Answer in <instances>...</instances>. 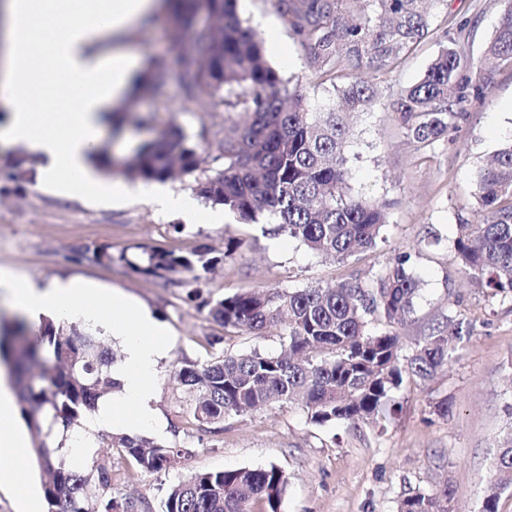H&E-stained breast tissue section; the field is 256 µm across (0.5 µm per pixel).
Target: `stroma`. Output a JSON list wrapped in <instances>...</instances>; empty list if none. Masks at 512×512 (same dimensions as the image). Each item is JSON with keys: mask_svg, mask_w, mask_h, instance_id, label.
I'll use <instances>...</instances> for the list:
<instances>
[{"mask_svg": "<svg viewBox=\"0 0 512 512\" xmlns=\"http://www.w3.org/2000/svg\"><path fill=\"white\" fill-rule=\"evenodd\" d=\"M512 0H442L423 39L391 72L372 75L380 101L354 119L346 146L352 193L385 204L387 223L373 248L346 260L310 253L282 233H263L261 225L241 223L222 206L203 203L193 224L163 216L128 200L101 203L65 198L51 190L23 183L0 191V268L40 282L75 279L106 289H119L148 308L170 332L168 347L156 367L153 407L159 423L140 429V436L169 444L192 446V456L154 473L138 470L117 449L103 445L90 461L111 466L112 492L147 501L161 512L168 486L195 471L276 464L288 478L281 512H396L408 493H432L449 487L450 512H479L493 475L499 437L512 426V298L478 286L457 265L453 240L461 224L482 219L475 203L476 174L512 137V69L501 68L484 100L468 99L447 134L434 147L415 149L393 122L386 101L421 78L436 55L448 16H476L473 36L463 51L481 57L499 16ZM238 15L264 43L287 47L284 55L267 58L281 74L294 79L308 73L307 59L271 0H240ZM170 13L163 12L132 28L125 41L142 64L163 58L177 64L180 49L169 38ZM131 121L124 135L106 140L108 154L128 155L170 127L181 128L205 149L212 171L224 167L208 145L213 134L231 125L234 113L223 106L201 109L185 102L177 84L164 97L138 90L127 100ZM146 117L139 127L135 118ZM242 244L224 259V239ZM441 236L433 245V236ZM176 254L209 249L221 261L206 276L211 297L220 298L258 288L326 287L357 279L370 285L398 253L412 255V272L422 290L412 318L397 326L403 350L427 334L444 317L454 316L470 333L457 344L447 369L412 383L395 394L384 431L345 424L318 426L300 405L284 404L228 418L223 433L213 436L171 424L192 398L171 375L185 360L206 361L227 353L280 350L283 329L271 327L255 336L224 331L206 309L190 302L177 275L159 277L129 268L127 259L142 248ZM99 259L81 257L83 249ZM221 342L210 345L211 337ZM448 401L447 415L434 407Z\"/></svg>", "mask_w": 512, "mask_h": 512, "instance_id": "1", "label": "stroma"}]
</instances>
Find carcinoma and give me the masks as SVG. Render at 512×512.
<instances>
[{
    "mask_svg": "<svg viewBox=\"0 0 512 512\" xmlns=\"http://www.w3.org/2000/svg\"><path fill=\"white\" fill-rule=\"evenodd\" d=\"M238 0H176L173 36L189 53L170 71L158 59L145 83L154 96L169 82L186 102L202 109L222 96L225 111L242 121L215 149L224 169L212 174L203 154L182 129L172 127L117 162L143 180H166L174 164L194 177V191L246 224H270L317 255L344 260L376 245L386 224L385 206L350 194L344 154L349 116L368 111L379 97L366 71L385 74L430 33V9L442 0H272L277 13L306 51L309 75L291 82L267 60L263 41L243 26ZM204 11L216 21L199 26ZM468 22L448 18L441 47L423 77L388 103L394 121L416 148L439 141L459 116V105L481 99L499 66L512 67V7L500 16L483 55L474 59L460 47ZM330 83L333 105L312 112L308 87ZM36 161L18 153L0 168V179L21 184L35 174ZM481 224H460L453 241L463 271L495 293L512 294V140L496 151L476 178ZM132 268L156 276L184 274L191 300L226 329L260 334L286 326L276 353L222 354L204 362L185 361L175 381L194 392L190 417L198 430L219 434L224 421L261 407L301 401L311 423L342 422L351 427L376 421L402 386L445 368L461 339L453 316L432 328L411 351L401 354L390 327L415 311L421 282L397 255L364 288L345 281L334 287L251 290L220 299L203 297L202 272L220 259L207 250L188 255L142 249ZM377 316L386 328L371 326ZM0 362L18 392L19 409L32 437L34 457L45 478L47 512H150L142 500L112 496V468L87 469L74 458V441L100 401L121 388L113 377L115 357L98 336L77 324L51 319L33 332L16 317L0 320ZM97 436L133 460L142 472L165 469L173 458L192 454L180 443L163 445L145 437L100 431ZM494 470L512 474V429L498 444ZM288 476L277 465L196 471L172 483L164 512H280ZM504 486L486 487L480 512H498ZM448 487L415 492L397 502V512H448Z\"/></svg>",
    "mask_w": 512,
    "mask_h": 512,
    "instance_id": "obj_1",
    "label": "carcinoma"
}]
</instances>
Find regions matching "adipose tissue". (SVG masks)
<instances>
[{"mask_svg":"<svg viewBox=\"0 0 512 512\" xmlns=\"http://www.w3.org/2000/svg\"><path fill=\"white\" fill-rule=\"evenodd\" d=\"M162 0H0V146H23L40 159L41 187L63 197L92 193L100 202L136 199L159 213L194 218L196 200L164 186L104 178L93 155L113 106L138 77V56L123 39L163 10ZM0 288L32 325L43 318L78 321L119 337L125 362L117 370L119 402L103 401L86 433L115 426L133 430L153 421L154 373L167 345L166 325L120 290L56 279L39 284L0 271ZM13 388L0 372V483L20 497L29 490L20 468L29 443L15 429Z\"/></svg>","mask_w":512,"mask_h":512,"instance_id":"ef3b65f1","label":"adipose tissue"}]
</instances>
